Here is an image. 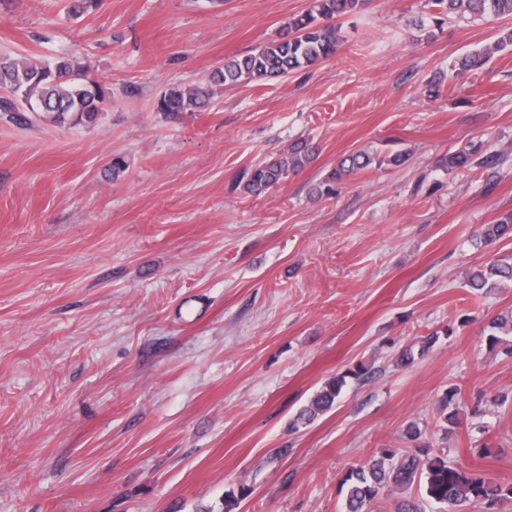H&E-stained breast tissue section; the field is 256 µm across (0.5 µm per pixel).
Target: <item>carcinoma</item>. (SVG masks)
<instances>
[{
  "mask_svg": "<svg viewBox=\"0 0 512 512\" xmlns=\"http://www.w3.org/2000/svg\"><path fill=\"white\" fill-rule=\"evenodd\" d=\"M365 0H313L305 12L288 20L286 33L243 55L227 57L224 66L215 70L211 77L214 86H235L254 80H270L285 77L299 69L313 67L336 54L340 44L338 19L359 10ZM433 13L463 19L512 17V0H427ZM512 47V32L506 33L491 48H484L463 56L459 71L472 72L484 68L493 53ZM0 88L9 96L0 97V114L14 119L21 111L49 122L76 126L93 120L110 101L112 89L92 80L85 69L68 58L50 63L30 60L26 57L0 56ZM213 91H203L192 86H174L166 89L157 100V110L168 115L193 112L204 105ZM476 150L464 148L448 157L451 168H470ZM317 148L308 142L295 145L283 158L259 162L241 175L243 190L259 196L283 182L292 173L310 163ZM403 155L395 154L386 159L375 152L356 150L341 158L331 173V180L354 176L372 165L389 161L398 163ZM512 237V212L499 218L494 224L485 225L481 234L482 244L493 248L503 239ZM512 281V260L498 255L473 270L468 286L475 291L488 287L490 281ZM488 328L489 343L499 342L497 332L506 328L512 334V316H498ZM436 336L419 337L418 343L397 350L398 364L406 367L414 363L434 343ZM369 370L358 363L325 382L309 404L296 414L294 423L305 424L330 410L339 399L342 390L351 381L362 382ZM443 422H458V389L450 388L441 398ZM421 430L408 427L406 438L413 443L407 450L384 448L364 465L352 468L343 478L347 494L342 512H366V509L395 488L409 490L418 487L420 495L441 504L450 512L467 500L493 504L512 500V481L497 482L475 470H465L448 463L434 454L427 444L419 443Z\"/></svg>",
  "mask_w": 512,
  "mask_h": 512,
  "instance_id": "cac0c4a2",
  "label": "carcinoma"
}]
</instances>
